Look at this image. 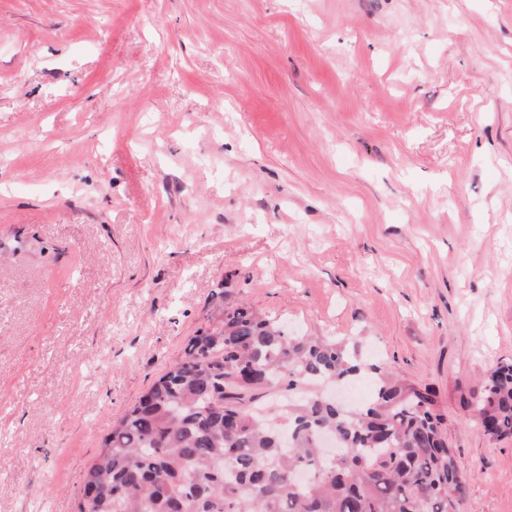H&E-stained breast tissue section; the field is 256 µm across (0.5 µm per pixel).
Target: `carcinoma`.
Returning <instances> with one entry per match:
<instances>
[{
	"instance_id": "carcinoma-1",
	"label": "carcinoma",
	"mask_w": 512,
	"mask_h": 512,
	"mask_svg": "<svg viewBox=\"0 0 512 512\" xmlns=\"http://www.w3.org/2000/svg\"><path fill=\"white\" fill-rule=\"evenodd\" d=\"M364 377L371 394L353 409L321 391ZM466 406L484 435L512 438V363ZM447 421L431 387L358 345L228 304L113 423L77 512H458L468 479ZM321 431L341 453L323 455Z\"/></svg>"
}]
</instances>
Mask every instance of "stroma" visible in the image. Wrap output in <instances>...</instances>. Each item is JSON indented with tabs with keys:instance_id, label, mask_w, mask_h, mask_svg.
<instances>
[{
	"instance_id": "1",
	"label": "stroma",
	"mask_w": 512,
	"mask_h": 512,
	"mask_svg": "<svg viewBox=\"0 0 512 512\" xmlns=\"http://www.w3.org/2000/svg\"><path fill=\"white\" fill-rule=\"evenodd\" d=\"M431 386L470 488L512 438V0H0V512H77L225 304ZM466 406L485 436L512 438V363H500Z\"/></svg>"
}]
</instances>
